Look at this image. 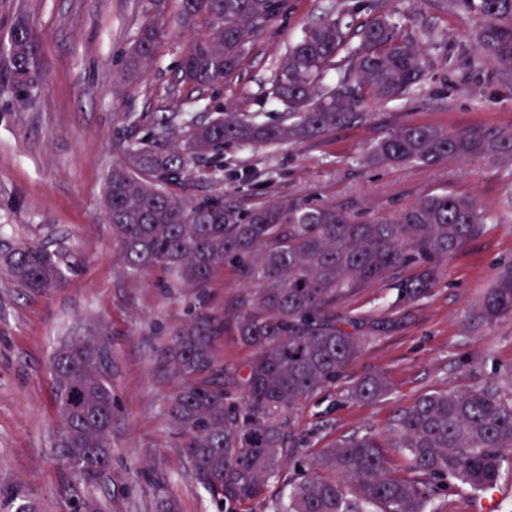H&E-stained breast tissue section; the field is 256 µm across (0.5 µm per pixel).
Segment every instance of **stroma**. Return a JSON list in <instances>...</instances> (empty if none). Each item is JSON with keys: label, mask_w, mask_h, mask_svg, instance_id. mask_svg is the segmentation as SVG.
I'll return each mask as SVG.
<instances>
[{"label": "stroma", "mask_w": 512, "mask_h": 512, "mask_svg": "<svg viewBox=\"0 0 512 512\" xmlns=\"http://www.w3.org/2000/svg\"><path fill=\"white\" fill-rule=\"evenodd\" d=\"M332 2L287 0L236 74L195 103L178 73L192 33L174 22L149 71L136 84L123 82L122 55L142 21L139 0H0V40L18 24L32 26L40 72L36 104L20 107L4 89L10 64L0 57V235L62 252L68 265L62 287L46 295L0 274V512H77L90 501L96 512H161L168 502L176 512H215L165 419L179 387L170 347L191 310L221 318L214 353L233 384L252 354L234 329L233 304L245 285L230 261L201 294L173 287L159 267L129 274L112 242L102 188L123 146L162 113L223 107L275 118L271 74ZM386 8L406 16L407 34L423 20L448 35L432 49L434 65L419 91L368 104L370 118L359 127L302 143L225 149L223 170L197 168L174 192L199 199L220 191L245 211L309 199L367 220L428 192L471 196L484 206L489 222L449 258L425 297L397 307L392 288H371L342 307L364 327L386 328L299 413L297 433L309 454L369 432L391 471L406 477L409 461L390 434L395 415L425 393L498 382L512 371V316L488 324L476 315L497 265L512 261V213L501 208L512 162L453 159L416 168L368 166L363 158L387 130L410 122L512 132V80L477 60L472 16L440 0H388ZM86 336L104 341L117 398L112 464L93 488L72 477L53 446L52 358ZM373 373L384 376L390 394L369 403L347 399L353 383Z\"/></svg>", "instance_id": "35a3bbf8"}]
</instances>
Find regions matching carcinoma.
I'll return each mask as SVG.
<instances>
[{"instance_id": "carcinoma-1", "label": "carcinoma", "mask_w": 512, "mask_h": 512, "mask_svg": "<svg viewBox=\"0 0 512 512\" xmlns=\"http://www.w3.org/2000/svg\"><path fill=\"white\" fill-rule=\"evenodd\" d=\"M176 21L200 28L181 60L180 80L199 93L224 84L240 68L253 40L285 9V0H142L144 20L131 38L123 75L137 81L154 64L165 38L170 2ZM371 0L366 17L350 0H336L288 45L272 74L268 96L280 118L216 112L158 116L145 136L124 148L112 166L103 203L125 268L138 274L161 266L176 288H206L224 261L235 262L248 291L235 300V330L253 354L235 382L213 350L224 322L197 311L175 334L171 357L181 379L168 404L167 422L192 462L191 477L216 503L259 498L284 464L305 454L294 435L295 418L315 393L336 381L373 333L345 326L356 321L338 308L368 288L386 284L396 302L428 293L441 264L477 235L489 216L478 201L454 193H426L397 214L363 222L329 205L305 201L241 211L216 193L178 197L200 163L222 167L224 148L300 143L363 125L369 102L401 101L427 76L430 50L445 34L422 25L409 37L404 24ZM444 7L481 20L479 58L512 77V0H444ZM6 90L30 98L36 86L35 36L20 25ZM512 157V132L458 133L408 123L388 130L369 148L370 165L427 167L449 159ZM409 266L418 267L402 277ZM0 270L35 292L63 283L62 256L16 246L0 236ZM512 315V263L500 265L478 317L492 323ZM108 351L101 342L71 341L52 368L59 414L55 442L61 463L92 488L112 461V386L103 376ZM79 388L80 402L68 396ZM389 392L383 376L357 380L351 397L375 401ZM394 445L414 473L388 471L375 435L354 433L312 459V473L292 484L272 512H425L427 502L452 480L482 497L494 489L512 452V376L501 384L439 389L422 395L393 420Z\"/></svg>"}]
</instances>
